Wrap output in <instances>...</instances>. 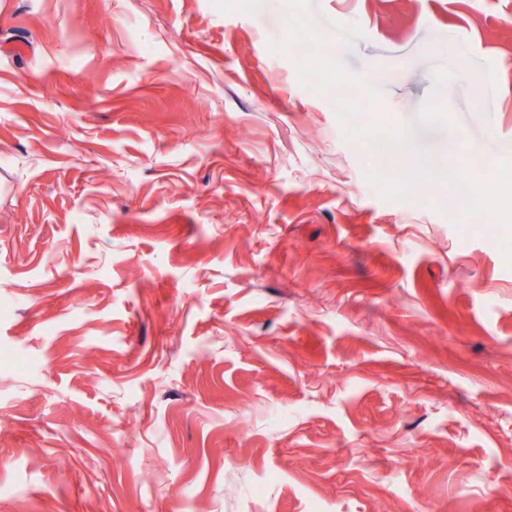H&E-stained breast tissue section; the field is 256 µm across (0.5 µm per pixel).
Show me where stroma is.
<instances>
[{
	"label": "stroma",
	"mask_w": 512,
	"mask_h": 512,
	"mask_svg": "<svg viewBox=\"0 0 512 512\" xmlns=\"http://www.w3.org/2000/svg\"><path fill=\"white\" fill-rule=\"evenodd\" d=\"M311 9L363 118L512 158V0ZM284 13L0 0V512H512V230L382 200Z\"/></svg>",
	"instance_id": "stroma-1"
}]
</instances>
